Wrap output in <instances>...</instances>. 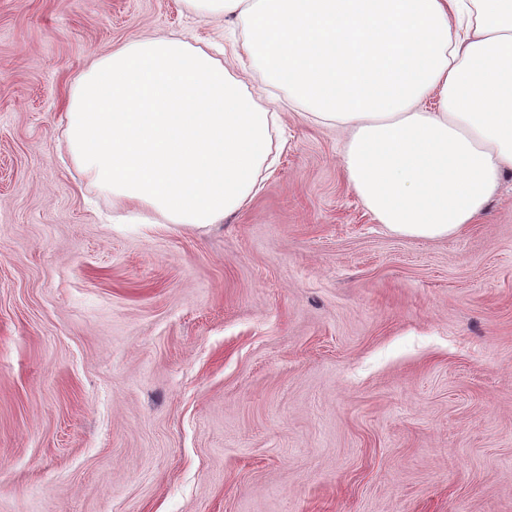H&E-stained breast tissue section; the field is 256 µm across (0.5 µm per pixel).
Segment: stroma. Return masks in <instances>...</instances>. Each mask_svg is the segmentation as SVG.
<instances>
[{
	"mask_svg": "<svg viewBox=\"0 0 512 512\" xmlns=\"http://www.w3.org/2000/svg\"><path fill=\"white\" fill-rule=\"evenodd\" d=\"M239 37L181 0H0V512H512V174L444 239L377 224L292 107L261 188L151 223L67 161L127 40Z\"/></svg>",
	"mask_w": 512,
	"mask_h": 512,
	"instance_id": "stroma-1",
	"label": "stroma"
}]
</instances>
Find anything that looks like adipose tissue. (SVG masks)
<instances>
[{"mask_svg": "<svg viewBox=\"0 0 512 512\" xmlns=\"http://www.w3.org/2000/svg\"><path fill=\"white\" fill-rule=\"evenodd\" d=\"M183 3L233 18L265 81L345 133L340 165L390 233L460 235L512 169V0ZM276 120L210 53L155 35L76 78L65 136L113 197L194 228L256 193Z\"/></svg>", "mask_w": 512, "mask_h": 512, "instance_id": "adipose-tissue-1", "label": "adipose tissue"}]
</instances>
